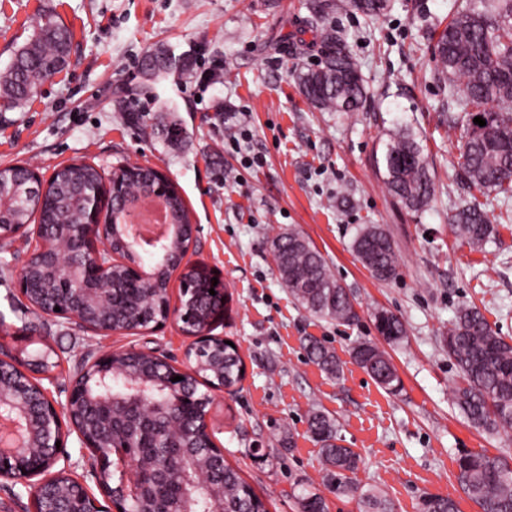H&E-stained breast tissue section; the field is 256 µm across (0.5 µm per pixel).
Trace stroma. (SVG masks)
<instances>
[{"instance_id":"1","label":"stroma","mask_w":512,"mask_h":512,"mask_svg":"<svg viewBox=\"0 0 512 512\" xmlns=\"http://www.w3.org/2000/svg\"><path fill=\"white\" fill-rule=\"evenodd\" d=\"M313 0H0V71L50 14L73 33L67 67L23 108L0 110V168L22 165L49 178L77 160L112 172L123 164L163 170L195 228L187 258L219 274L228 312L212 333L237 343L242 388L214 390L209 430L225 460L265 498L269 512H300V487L324 495L328 512H359L327 491L321 448L307 432L311 409L337 419L345 446L361 457L357 483L382 491L396 512H419L423 497L480 512L456 480L466 451L512 460V431L480 432L453 403L460 378L441 338L459 306L473 304L512 342V221L479 249L458 239L448 216L468 197L458 172L453 106L438 79L435 27L464 0H389L373 25L331 10L346 32L369 90L362 109L327 112L302 94L298 73L322 59L305 25ZM308 48L295 51L298 40ZM166 50L182 69L149 77L142 59ZM125 99L129 112L117 111ZM142 113V121L131 112ZM178 125L175 139L159 136ZM413 133L434 169L436 195L413 213L388 195L375 164L390 135ZM245 136L241 149L230 137ZM261 165L241 164L242 154ZM390 231L401 263L391 282L374 279L351 248L360 225ZM299 232L350 293L357 318L339 323L302 308L281 282L273 239ZM33 252L24 238L0 240V346L50 344L58 362L48 389L64 399L87 337L74 323L33 310L15 287ZM401 316L407 337L387 353L402 382L389 394L352 362L353 346L376 338L371 312ZM316 339L343 363L320 370L305 345ZM101 348L158 349L184 364L190 340L178 324L99 336Z\"/></svg>"}]
</instances>
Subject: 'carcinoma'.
<instances>
[{
	"label": "carcinoma",
	"mask_w": 512,
	"mask_h": 512,
	"mask_svg": "<svg viewBox=\"0 0 512 512\" xmlns=\"http://www.w3.org/2000/svg\"><path fill=\"white\" fill-rule=\"evenodd\" d=\"M388 0H342L340 7L367 21L378 19ZM308 27L319 42L322 66L297 75L304 95L313 104L329 112H356L368 99V90L360 67L353 58L346 36L327 24L324 8L313 11ZM71 31L53 15L42 14L33 24L30 38L14 53L9 65L0 72V100L14 109L29 100L38 87L52 78L68 62ZM439 72L448 79V87L461 81V89L451 92L457 111L466 125L475 115L486 121L463 141L458 165L469 188L486 196L493 192L502 204L512 200V112L496 115L484 111L488 101L498 106L512 105V0H466L443 29L434 45ZM173 63L162 51L149 55L146 72L153 78L167 75ZM382 162L386 169L384 184L402 207L418 212L435 197L433 169L422 146L408 132H398L385 142ZM120 177L128 196L139 200L147 182L140 167L127 164ZM104 174L90 163L68 164L56 169L44 193L26 192L28 170L21 166L0 168V188L15 194L10 207L0 212V225L34 224L51 226L50 241L68 246L69 239L54 226L84 223L81 200L75 193H86L102 186ZM170 215V240L167 266L154 276L148 292L127 283L128 264L139 261V253L125 248L121 231H116L113 250L126 262L112 265L106 280L88 284L90 288H109L112 303L97 309L98 316L120 325L136 323L149 327L160 318L161 306L169 300L168 285L189 247L184 226L190 223L184 200L172 191L167 202ZM455 233L468 244L481 247L495 232L486 204L469 200L451 215ZM273 256L283 284L309 313L341 322L357 319L350 293L330 273L322 254L300 234L290 231L273 239ZM352 248L362 264L378 281L390 282L400 275L399 257L381 224H365L357 232ZM182 282L196 289L193 306L194 326L205 323L212 314L226 308L220 295L212 296L210 280L194 267L182 273ZM372 317L379 337L387 345L402 342L407 330L394 312L377 308ZM443 344L462 378L455 390V403L468 422L489 433L512 430V344L492 328L483 312L462 305L443 337ZM309 359L322 370L338 375L342 362L317 341L307 344ZM54 351L48 344L35 353L20 351L21 360L37 372L54 367ZM351 358L376 383L389 393L401 389L396 368L380 344L361 341ZM201 376L214 384L224 383L233 391L241 384L244 362L238 350L228 344L211 347L195 357ZM168 366L158 358L128 353L116 359L107 389L93 387L91 398L112 397V417L85 407L78 413L101 440L113 431L130 445L132 462L112 457V467L96 476L98 486L119 498L126 469L132 467L146 475V486L135 498L124 501L125 512H268L264 500L225 460L216 456L200 433L199 421L174 417L167 403L171 394L163 385ZM18 383L29 384L28 377L14 364L4 365L3 385L9 389ZM149 387L157 405L153 416L137 413L130 384ZM307 431L320 444L326 461L325 484L338 495L358 499L362 512H393L386 499L374 490H362L351 474L358 468L360 456L342 444L338 425L321 410L309 412ZM202 472L204 485L192 487L185 476ZM457 480L481 512H512V465L502 456L487 451L468 452L457 459ZM301 512H327L325 498L304 490L299 495ZM421 512H459L455 501L428 496Z\"/></svg>",
	"instance_id": "carcinoma-1"
}]
</instances>
